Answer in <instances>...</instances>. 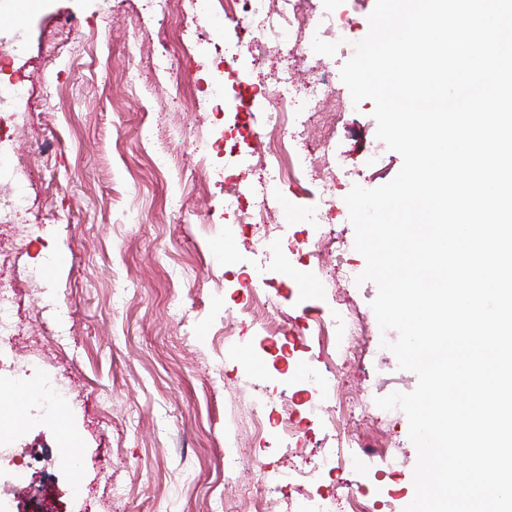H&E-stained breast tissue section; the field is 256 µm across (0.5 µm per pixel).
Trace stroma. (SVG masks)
I'll return each mask as SVG.
<instances>
[{
	"instance_id": "35a3bbf8",
	"label": "stroma",
	"mask_w": 512,
	"mask_h": 512,
	"mask_svg": "<svg viewBox=\"0 0 512 512\" xmlns=\"http://www.w3.org/2000/svg\"><path fill=\"white\" fill-rule=\"evenodd\" d=\"M374 5L362 0L343 40L310 35L306 59L294 63L298 86L323 79L338 107L326 133L303 112L292 109L280 119L260 93L274 78L281 43L267 42L269 58L259 71L246 55L221 72L179 51L171 73L132 84L129 70L157 61L163 42L176 41L174 18L141 10L140 0H122L109 12L102 0H13L0 11V33L21 37L28 49L23 64L33 75L11 162L24 179V218L35 229L21 242L0 229V252L10 257L0 277L13 279L24 325L15 351L71 390L51 422L35 414L38 374L0 385V424L16 428L27 453L0 460V512H42L49 491L61 512H224L229 433L241 448L232 499L238 512H253L261 469L285 472L338 446L332 427L309 411L337 389L364 404L345 421L363 443L342 447L347 463L320 470L313 491H352L365 512H404L415 494L417 450L403 411L380 409L375 400L412 392L417 377L400 370L383 346L397 334L381 332L370 307L376 284L356 281L365 260L354 248L344 201L353 186L379 187L402 166L376 136L372 102L353 104L340 78L369 30ZM189 12L197 33L214 42L246 44L253 36L251 27L226 21L219 0H198ZM219 75L225 134L246 123L270 138L285 127L296 135L298 154L323 149L324 164L300 168L298 182L284 184L213 155L209 182L180 176L171 161L192 152L180 132L214 121L205 88ZM176 77L196 89L197 105L170 104ZM237 198L247 205L268 201L271 223L294 242L323 237L322 259L336 270L335 288L279 249L256 261L244 248L248 228L226 216V202ZM31 270L33 284L26 279ZM260 273L287 300L284 359L246 315L235 345H224V314L236 311L240 282ZM51 301L71 314L60 347L52 340ZM340 309L369 326L364 357L348 364L337 389L310 385L303 372L319 352L310 335L318 320ZM258 389L292 400L305 433L300 453L285 447L277 429L254 433L247 409ZM62 435L80 456L78 470L57 452Z\"/></svg>"
}]
</instances>
